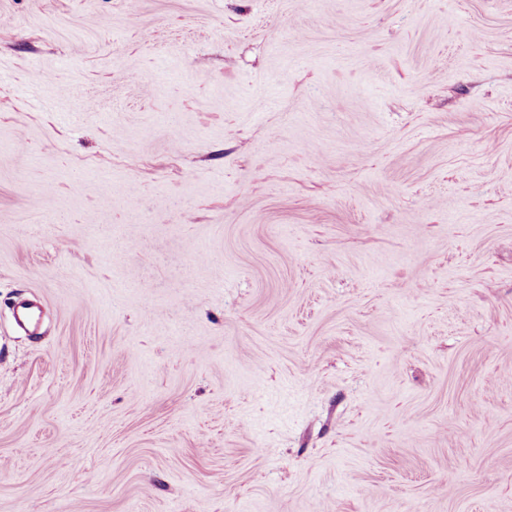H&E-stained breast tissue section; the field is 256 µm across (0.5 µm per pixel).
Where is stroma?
Here are the masks:
<instances>
[{
  "mask_svg": "<svg viewBox=\"0 0 512 512\" xmlns=\"http://www.w3.org/2000/svg\"><path fill=\"white\" fill-rule=\"evenodd\" d=\"M0 512H512V0H0Z\"/></svg>",
  "mask_w": 512,
  "mask_h": 512,
  "instance_id": "obj_1",
  "label": "stroma"
}]
</instances>
